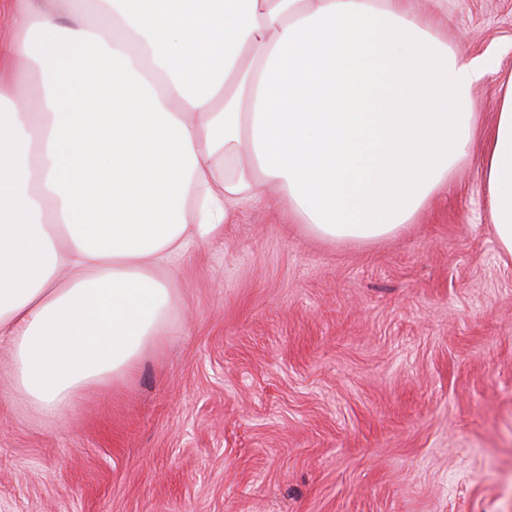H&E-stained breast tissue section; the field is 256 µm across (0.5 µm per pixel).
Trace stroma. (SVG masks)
I'll list each match as a JSON object with an SVG mask.
<instances>
[{
  "instance_id": "1",
  "label": "stroma",
  "mask_w": 512,
  "mask_h": 512,
  "mask_svg": "<svg viewBox=\"0 0 512 512\" xmlns=\"http://www.w3.org/2000/svg\"><path fill=\"white\" fill-rule=\"evenodd\" d=\"M435 32L512 77V0ZM170 333L130 377L44 414L0 346V512H512V256L460 162L407 230L330 242L239 213L172 277Z\"/></svg>"
}]
</instances>
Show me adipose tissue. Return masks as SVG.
<instances>
[{
  "label": "adipose tissue",
  "instance_id": "obj_1",
  "mask_svg": "<svg viewBox=\"0 0 512 512\" xmlns=\"http://www.w3.org/2000/svg\"><path fill=\"white\" fill-rule=\"evenodd\" d=\"M443 0H0V342L57 414L168 333L169 274L248 205L317 236L395 237L477 155L512 254V78L451 49ZM38 61V95L10 91Z\"/></svg>",
  "mask_w": 512,
  "mask_h": 512
}]
</instances>
